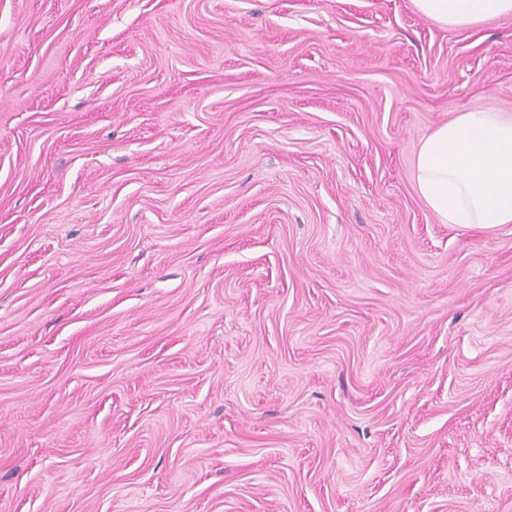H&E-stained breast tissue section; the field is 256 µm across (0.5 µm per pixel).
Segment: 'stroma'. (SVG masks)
Segmentation results:
<instances>
[{
    "label": "stroma",
    "mask_w": 512,
    "mask_h": 512,
    "mask_svg": "<svg viewBox=\"0 0 512 512\" xmlns=\"http://www.w3.org/2000/svg\"><path fill=\"white\" fill-rule=\"evenodd\" d=\"M512 16L0 0V512H512V224L423 136Z\"/></svg>",
    "instance_id": "35a3bbf8"
}]
</instances>
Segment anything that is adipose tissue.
<instances>
[{
  "label": "adipose tissue",
  "mask_w": 512,
  "mask_h": 512,
  "mask_svg": "<svg viewBox=\"0 0 512 512\" xmlns=\"http://www.w3.org/2000/svg\"><path fill=\"white\" fill-rule=\"evenodd\" d=\"M452 28L512 15V0H412ZM417 190L444 224H512V117L465 112L425 136L414 161Z\"/></svg>",
  "instance_id": "adipose-tissue-1"
}]
</instances>
